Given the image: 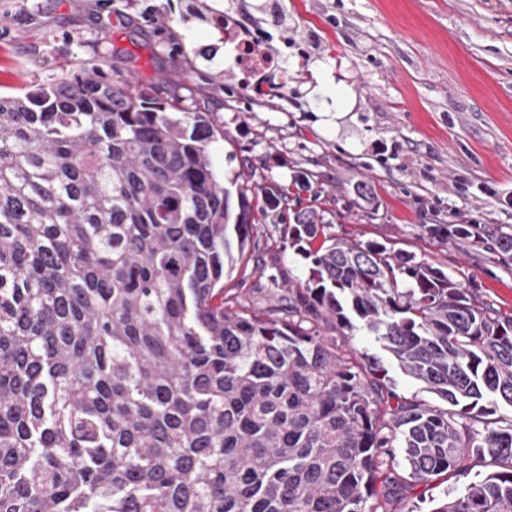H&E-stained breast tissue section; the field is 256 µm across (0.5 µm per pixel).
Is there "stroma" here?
<instances>
[{"label": "stroma", "mask_w": 512, "mask_h": 512, "mask_svg": "<svg viewBox=\"0 0 512 512\" xmlns=\"http://www.w3.org/2000/svg\"><path fill=\"white\" fill-rule=\"evenodd\" d=\"M0 0V93L57 78L64 65L99 63L141 87L178 90L215 112L218 170L245 168L252 184L311 191L290 209L313 210L325 233L377 241L441 267L470 293L512 313V0ZM217 12L287 60V94L252 96L226 69L208 16ZM168 26H159L161 16ZM224 66V83L209 80ZM473 224L478 237H447ZM282 224L258 225L246 268L224 294L256 311L281 305L280 283L306 280L310 259L281 248ZM488 471L414 488L416 512Z\"/></svg>", "instance_id": "1"}]
</instances>
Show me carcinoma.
Returning a JSON list of instances; mask_svg holds the SVG:
<instances>
[{
    "instance_id": "carcinoma-1",
    "label": "carcinoma",
    "mask_w": 512,
    "mask_h": 512,
    "mask_svg": "<svg viewBox=\"0 0 512 512\" xmlns=\"http://www.w3.org/2000/svg\"><path fill=\"white\" fill-rule=\"evenodd\" d=\"M222 138L213 113L88 62L0 95V512H393L486 456L431 512H512V418L482 405L512 408V314L336 236L288 318L226 299L290 189L221 177ZM315 217L283 247L324 233ZM358 325L446 406L351 358ZM490 470L491 468L487 467L484 463L474 461L471 469L466 473L449 476L448 480H434L428 486L419 485L415 487L410 497L407 493V498L401 501V503L395 502L392 508H395L396 512H398V510L407 508L410 503V505L416 506V512H429L434 505V502H431L432 499H437L442 495L444 490L448 489V492H460L464 490L467 485L475 482Z\"/></svg>"
}]
</instances>
